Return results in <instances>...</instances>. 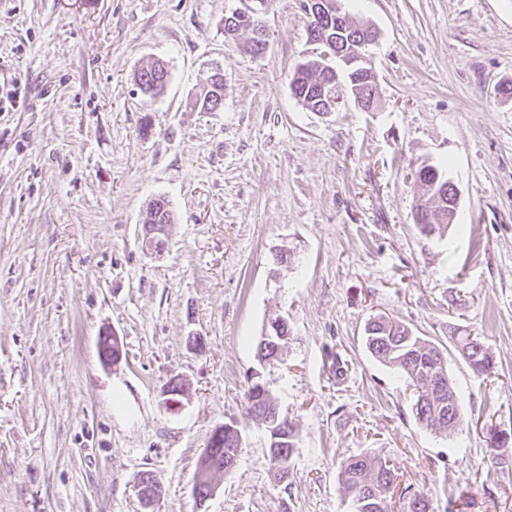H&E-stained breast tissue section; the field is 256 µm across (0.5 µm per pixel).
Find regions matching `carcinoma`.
Instances as JSON below:
<instances>
[{
  "label": "carcinoma",
  "mask_w": 512,
  "mask_h": 512,
  "mask_svg": "<svg viewBox=\"0 0 512 512\" xmlns=\"http://www.w3.org/2000/svg\"><path fill=\"white\" fill-rule=\"evenodd\" d=\"M308 38L327 34L336 41L337 50L349 59L357 58L358 43L374 35L371 28L353 20L348 13L343 18L325 14L307 19ZM169 79V71L160 61L141 69L138 85L146 93L161 91ZM376 81L372 68L354 64L338 71V78L330 76V66L317 59L299 63L290 81V89L297 101L311 111L326 109L329 98L349 95L371 105ZM223 94V86L215 80L206 83L197 98L201 109L210 111L213 103ZM416 182L420 195L413 212V221L420 234L442 237L454 225L457 212L456 192L443 171L431 164H422L417 170ZM173 223V213L166 201H153L145 225L157 230L156 246H163L166 226ZM451 342L459 351L473 344L479 350L464 357L473 372L490 376L494 373L495 360L482 337L475 335L452 336ZM365 342L370 354L405 378L416 392L413 410L416 421L426 429L452 432L463 416V399L448 375V349L441 343L423 339L403 323L387 316H376L366 324ZM454 402L455 419H448V402ZM243 405L248 414L259 420L278 412V424L266 430L269 459L276 480L288 479L289 461L298 444L296 425L288 415L279 412L276 399L266 387L253 383L243 394ZM242 451V434L238 428L223 432L218 445L208 443L201 456L194 482V494L203 501L213 490V480L220 473L228 472V465L239 458ZM397 479L394 469L374 457L354 455L345 459L340 468L339 481L345 496L350 500L351 512H392L388 497ZM402 512H431L426 495L410 491ZM142 498L150 502L160 493V483L150 472L143 474L140 482Z\"/></svg>",
  "instance_id": "carcinoma-1"
}]
</instances>
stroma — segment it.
Listing matches in <instances>:
<instances>
[{"label": "stroma", "mask_w": 512, "mask_h": 512, "mask_svg": "<svg viewBox=\"0 0 512 512\" xmlns=\"http://www.w3.org/2000/svg\"><path fill=\"white\" fill-rule=\"evenodd\" d=\"M248 2L0 0V512H350L338 475L358 454L433 512H512V445L485 441L512 429V0H343L377 32L380 106L327 113L290 90L313 56L300 0H267L258 55L224 34ZM158 60L170 79L151 98L135 77ZM217 71L224 105L206 112ZM424 161L458 189L442 238L413 223ZM160 196L174 222L154 256ZM378 314L434 342L483 336L494 376L448 353L452 433L417 423L368 352ZM279 316L291 339L260 364ZM256 372L298 431L282 483L241 407ZM224 424L243 450L202 501L197 463Z\"/></svg>", "instance_id": "35a3bbf8"}]
</instances>
